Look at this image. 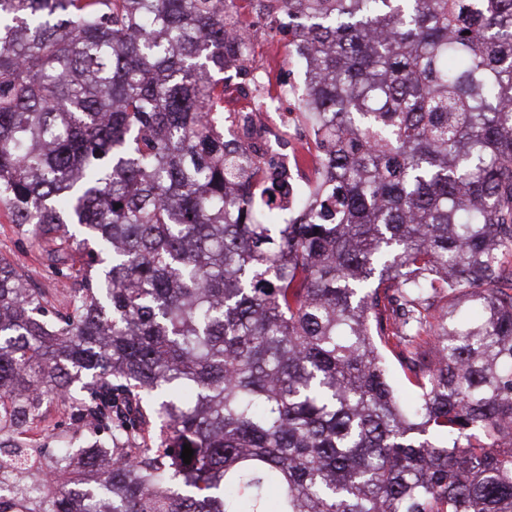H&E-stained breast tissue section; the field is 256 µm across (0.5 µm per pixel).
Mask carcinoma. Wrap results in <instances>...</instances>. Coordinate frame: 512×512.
Wrapping results in <instances>:
<instances>
[{
    "instance_id": "carcinoma-1",
    "label": "carcinoma",
    "mask_w": 512,
    "mask_h": 512,
    "mask_svg": "<svg viewBox=\"0 0 512 512\" xmlns=\"http://www.w3.org/2000/svg\"><path fill=\"white\" fill-rule=\"evenodd\" d=\"M236 2L0 0V208L70 284L0 259V512H512V0H280L290 210ZM251 25L247 31L246 38L244 39L241 47L244 53L248 56L250 61L256 60L252 67V74L254 78L260 80V85L263 91V97L272 101L273 111H269L266 107L258 109L255 105L254 99L251 96H246L248 103L245 112L250 113L249 118L251 123L249 126V135L245 130L240 127H234L230 131L229 138L236 144L240 142H248L254 145V149L259 150V155L269 149V154L259 158L261 163L260 167H269L263 164L271 156L276 155L277 159L284 164H288V148H291L294 143H304L306 148H309V158L312 161L317 160V148H314V142L311 134L303 128L289 127L293 121V107L294 97L290 94V83L300 85L303 81V71L292 63H288L290 56L288 55V42L282 47L284 63L287 66L288 79H282L274 92L267 91L266 78L268 77V69L266 64L260 59V47L251 38L250 34ZM258 58V59H257ZM34 438L38 444L52 448L54 440L66 425H61V418L56 414L54 408H48L44 415L33 424Z\"/></svg>"
}]
</instances>
